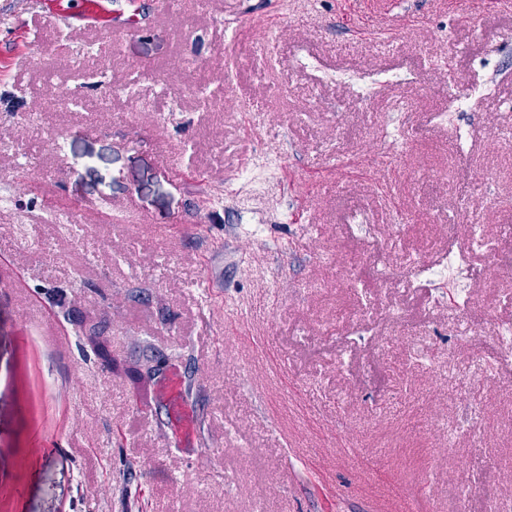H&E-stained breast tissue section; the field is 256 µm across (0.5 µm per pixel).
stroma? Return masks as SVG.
Here are the masks:
<instances>
[{"instance_id":"stroma-1","label":"stroma","mask_w":512,"mask_h":512,"mask_svg":"<svg viewBox=\"0 0 512 512\" xmlns=\"http://www.w3.org/2000/svg\"><path fill=\"white\" fill-rule=\"evenodd\" d=\"M87 2L0 0V512H459L461 475L512 512V355L475 339L512 324V278L470 246L512 227V13L388 2L378 24L424 23L356 40L337 0H143L115 36ZM318 68L419 86L363 112ZM452 250L465 308L420 285Z\"/></svg>"}]
</instances>
